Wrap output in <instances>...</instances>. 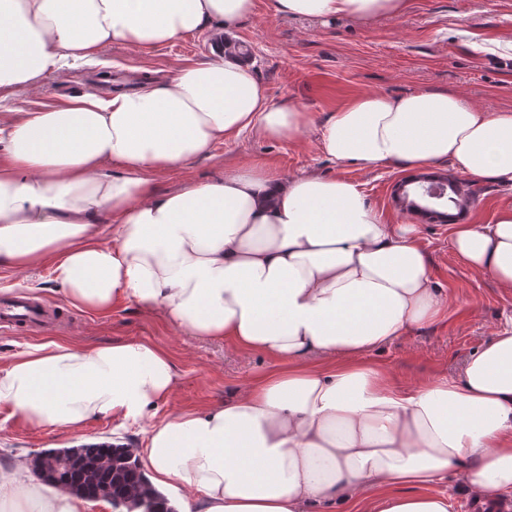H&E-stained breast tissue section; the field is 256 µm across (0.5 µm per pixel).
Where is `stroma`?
<instances>
[{
	"label": "stroma",
	"mask_w": 512,
	"mask_h": 512,
	"mask_svg": "<svg viewBox=\"0 0 512 512\" xmlns=\"http://www.w3.org/2000/svg\"><path fill=\"white\" fill-rule=\"evenodd\" d=\"M255 4L253 16L234 31L235 40L249 48L270 99L294 100L316 112L318 119H326L364 93L404 94L420 89L459 92L492 110L512 109V0H409L400 17L365 24L346 18L281 17L273 14L271 0H255ZM219 36V30L211 29L146 50L106 45L90 61L51 72L37 90L0 99V113L61 105L106 78L116 89L164 79L183 64L208 59ZM315 138L312 130L278 140L246 134L216 145L211 157L196 160L185 170L156 174L155 183L160 191H173L190 180L216 178L223 169L243 162L265 165L285 178L314 173L357 183L376 208L420 225L432 279L448 298L440 321L410 329L372 352L370 361L385 368L398 386L457 376L463 362L512 316V294L465 265L451 246L448 224L424 219L395 198V183L411 177L410 169L367 170L353 163H335L316 150ZM428 173L457 178L475 190L474 201L461 214L466 222L493 223L498 206L512 200L511 188L456 173L446 162ZM5 291L39 297L64 321L38 334H0V369L31 344L55 341L88 348L149 340L170 351L178 385L156 416L125 426L109 417H94L77 433L34 430L0 404V466L4 468L38 451L89 439L136 443L156 418L178 410H200L241 393L258 374L276 366L266 357L235 352L223 341L181 334L160 313H142L126 301L105 315L73 307L54 290L46 266L24 273L0 268V293Z\"/></svg>",
	"instance_id": "obj_1"
}]
</instances>
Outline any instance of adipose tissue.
<instances>
[{"label": "adipose tissue", "mask_w": 512, "mask_h": 512, "mask_svg": "<svg viewBox=\"0 0 512 512\" xmlns=\"http://www.w3.org/2000/svg\"><path fill=\"white\" fill-rule=\"evenodd\" d=\"M408 0H273L276 14L367 22ZM254 0H0V91L45 73L215 27L232 32ZM317 127V150L373 169L450 161L512 187V110L421 89L374 92L323 124L273 102L252 63L225 41L162 81L0 115V266H49L70 305L109 313L121 300L180 333L287 361L243 393L155 425L133 454L153 486L183 484L182 512H451L437 485L456 476L480 512L512 501V322L459 379L394 386L367 356L446 299L420 228L371 207L359 186L283 178L242 163L159 191L155 176L253 133ZM452 247L512 293V201L491 224H456ZM177 387L150 341L91 349L48 343L0 370V403L28 426L80 429L93 417L141 420ZM88 501L33 482L26 461L0 473V512H87Z\"/></svg>", "instance_id": "ef3b65f1"}]
</instances>
